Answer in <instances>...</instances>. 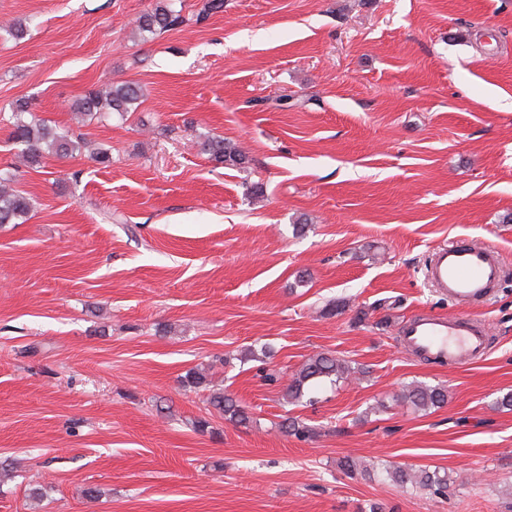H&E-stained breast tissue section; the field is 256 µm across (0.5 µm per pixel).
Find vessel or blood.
<instances>
[{
	"label": "vessel or blood",
	"instance_id": "obj_1",
	"mask_svg": "<svg viewBox=\"0 0 512 512\" xmlns=\"http://www.w3.org/2000/svg\"><path fill=\"white\" fill-rule=\"evenodd\" d=\"M502 274L491 247L465 241L437 248L426 267L427 280L461 309L490 299ZM401 334L410 352L451 368L482 358L489 346L484 325L460 316L421 312L405 322Z\"/></svg>",
	"mask_w": 512,
	"mask_h": 512
}]
</instances>
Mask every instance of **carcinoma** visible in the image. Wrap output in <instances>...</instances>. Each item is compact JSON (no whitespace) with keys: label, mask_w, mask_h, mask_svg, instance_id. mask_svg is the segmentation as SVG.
Listing matches in <instances>:
<instances>
[{"label":"carcinoma","mask_w":512,"mask_h":512,"mask_svg":"<svg viewBox=\"0 0 512 512\" xmlns=\"http://www.w3.org/2000/svg\"><path fill=\"white\" fill-rule=\"evenodd\" d=\"M181 23V15L171 7L170 0H156L150 11L140 15L136 29L141 35H158L176 28ZM138 100L139 90L134 84L112 83L105 88L89 91L74 103L71 112L77 120H91L112 112L123 115L131 111ZM28 113L26 102L15 103L12 136L14 141L22 146L21 153L26 163L40 164L47 151L66 157L80 154L86 149L87 143L83 138L72 136L68 131L61 130L45 120L29 119L26 117ZM201 147L202 152L217 163L237 166L246 160L245 153L235 143L224 140L221 135L205 136ZM30 209V198L16 187V177L9 172L0 174V224L16 223V220L27 216ZM356 374L355 368L336 357L318 354L309 358L299 371L293 374L286 388V396L290 401L296 402L304 396L310 385L320 379L345 381ZM184 383L190 388L208 391V404L225 419L236 424L249 423L250 416L246 407L214 384L207 374L192 369L184 376ZM398 400L418 411H427L444 406L448 401V394L442 387L412 384L402 390ZM282 429L284 433L301 439H308L312 435V429L296 419L285 420ZM388 476L403 489L424 490L434 496L444 497L448 495L450 489L448 474L441 475L437 470L398 467L388 472Z\"/></svg>","instance_id":"1"}]
</instances>
